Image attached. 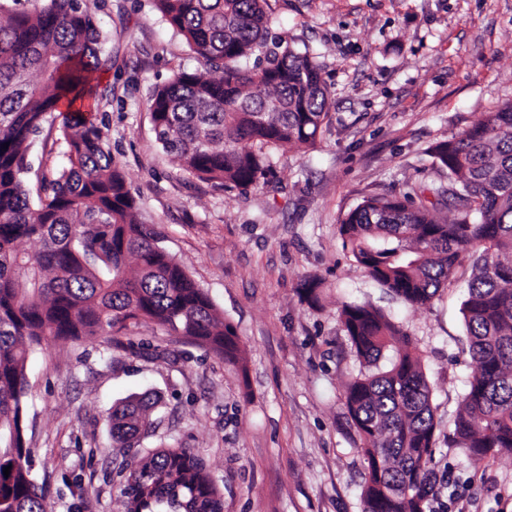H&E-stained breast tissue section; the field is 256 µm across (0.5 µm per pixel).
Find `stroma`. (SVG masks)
I'll return each instance as SVG.
<instances>
[{
  "label": "stroma",
  "instance_id": "35a3bbf8",
  "mask_svg": "<svg viewBox=\"0 0 512 512\" xmlns=\"http://www.w3.org/2000/svg\"><path fill=\"white\" fill-rule=\"evenodd\" d=\"M103 35L93 86L102 140L123 169L137 218L233 325L240 365L149 324L125 337L167 348L144 358L104 339L59 343L27 368L33 472L52 512H118L106 482L132 449L108 413L131 394L161 402L142 448L191 449L224 512H362L364 457L345 389L361 364L339 321L346 303L381 308L412 339L439 422L430 464L457 483L433 512H512V453L471 464L448 439L476 371L462 314L469 263L424 307L376 285L341 247L339 218L364 197L434 186L428 150L512 100V0H269L271 35L309 50L332 97L314 147L269 154L267 183L226 189L186 172L156 140L155 86L201 64L153 0H81ZM33 170L66 165L59 126H44ZM320 279V301L300 294Z\"/></svg>",
  "mask_w": 512,
  "mask_h": 512
}]
</instances>
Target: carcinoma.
I'll return each mask as SVG.
<instances>
[{"label":"carcinoma","mask_w":512,"mask_h":512,"mask_svg":"<svg viewBox=\"0 0 512 512\" xmlns=\"http://www.w3.org/2000/svg\"><path fill=\"white\" fill-rule=\"evenodd\" d=\"M155 3L210 67L207 75L176 73L149 102L157 142L186 171L225 188L248 187L267 175L266 150L315 144L330 92L308 52L286 38L268 41L267 0ZM100 51V31L79 0L14 8L0 23V512H49L32 474L25 417L35 350L96 336L119 348L129 324L146 323L237 360L233 326L158 245L159 233L139 223L122 169L82 110L62 122L68 164L37 177L30 200L33 137L61 108L92 98ZM255 53L264 60L244 65ZM430 153L447 171L448 186L436 193L456 219L440 220L414 189L363 198L338 232L372 280L415 306L428 305L472 259L463 311L476 372L448 439L477 465L512 452V101ZM29 241L40 249L27 250ZM340 319L366 367L345 394L366 463L363 512H429L438 423L421 359L377 308L348 303ZM159 402L145 392L114 404L112 440L129 447L148 436ZM114 471L122 512H224L207 465L187 448L147 449Z\"/></svg>","instance_id":"1"}]
</instances>
